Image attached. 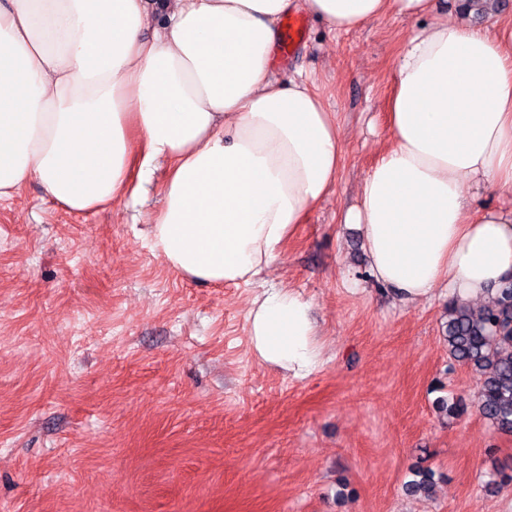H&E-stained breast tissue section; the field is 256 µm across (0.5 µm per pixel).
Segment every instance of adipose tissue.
Listing matches in <instances>:
<instances>
[{
	"label": "adipose tissue",
	"mask_w": 512,
	"mask_h": 512,
	"mask_svg": "<svg viewBox=\"0 0 512 512\" xmlns=\"http://www.w3.org/2000/svg\"><path fill=\"white\" fill-rule=\"evenodd\" d=\"M304 8L332 31L434 13L409 35L388 143L344 223L375 281L405 303L438 287L478 302L512 274V206L470 215L462 188L512 190V18L490 30L437 0H0V199L38 182L75 214L143 201L165 168L151 249L198 284L256 283L336 189L341 127L314 79L273 76L279 25ZM257 357L322 363L312 305L271 287L247 313Z\"/></svg>",
	"instance_id": "1"
}]
</instances>
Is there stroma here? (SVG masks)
I'll return each instance as SVG.
<instances>
[{
	"mask_svg": "<svg viewBox=\"0 0 512 512\" xmlns=\"http://www.w3.org/2000/svg\"><path fill=\"white\" fill-rule=\"evenodd\" d=\"M305 24L274 73L315 78L344 166L265 279L311 301L323 366L296 378L255 355L260 285H200L153 254L162 174L143 205L94 216L30 182L0 200V512H512V481L484 487L512 463V434L448 358L447 289L400 302L340 221L388 141L394 64L419 21ZM442 397L466 411L440 413ZM417 467L436 473L432 496L406 493Z\"/></svg>",
	"mask_w": 512,
	"mask_h": 512,
	"instance_id": "1",
	"label": "stroma"
}]
</instances>
